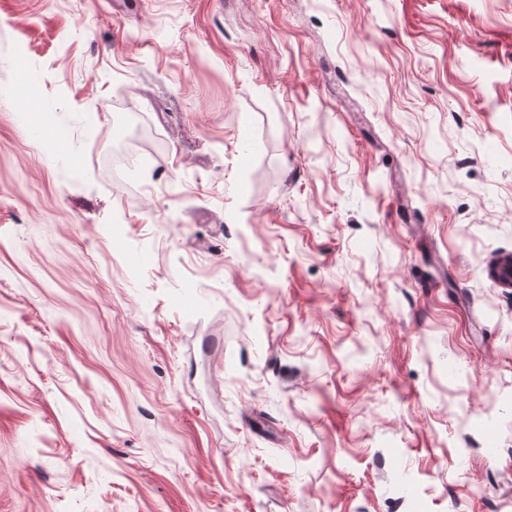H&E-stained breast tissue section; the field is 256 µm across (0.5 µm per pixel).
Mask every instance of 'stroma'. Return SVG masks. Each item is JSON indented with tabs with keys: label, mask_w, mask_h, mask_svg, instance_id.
I'll list each match as a JSON object with an SVG mask.
<instances>
[{
	"label": "stroma",
	"mask_w": 512,
	"mask_h": 512,
	"mask_svg": "<svg viewBox=\"0 0 512 512\" xmlns=\"http://www.w3.org/2000/svg\"><path fill=\"white\" fill-rule=\"evenodd\" d=\"M510 253L512 0H0V512H512Z\"/></svg>",
	"instance_id": "obj_1"
}]
</instances>
